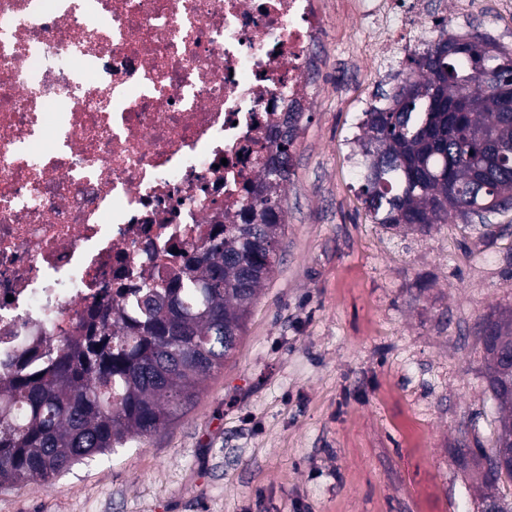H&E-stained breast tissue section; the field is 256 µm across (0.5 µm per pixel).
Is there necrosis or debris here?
Returning a JSON list of instances; mask_svg holds the SVG:
<instances>
[{"label":"necrosis or debris","instance_id":"necrosis-or-debris-1","mask_svg":"<svg viewBox=\"0 0 512 512\" xmlns=\"http://www.w3.org/2000/svg\"><path fill=\"white\" fill-rule=\"evenodd\" d=\"M398 51L424 0H0V367L236 220L328 13Z\"/></svg>","mask_w":512,"mask_h":512}]
</instances>
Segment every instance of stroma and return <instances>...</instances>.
<instances>
[{"label":"stroma","instance_id":"35a3bbf8","mask_svg":"<svg viewBox=\"0 0 512 512\" xmlns=\"http://www.w3.org/2000/svg\"><path fill=\"white\" fill-rule=\"evenodd\" d=\"M449 33L512 48V14ZM332 23L327 81L292 150L287 227L235 355L181 419L46 484L0 490V512H481L496 404L479 331L512 310V210L490 227L449 216L428 232L374 223L360 193L362 110L408 54L358 57Z\"/></svg>","mask_w":512,"mask_h":512}]
</instances>
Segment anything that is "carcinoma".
I'll return each instance as SVG.
<instances>
[{
    "label": "carcinoma",
    "instance_id": "carcinoma-1",
    "mask_svg": "<svg viewBox=\"0 0 512 512\" xmlns=\"http://www.w3.org/2000/svg\"><path fill=\"white\" fill-rule=\"evenodd\" d=\"M399 91L363 113L357 138L364 157L361 192L376 224L429 229L466 209L474 193L512 208V112L498 86L512 85V49L482 35L436 39L411 58ZM473 101L470 112L448 106ZM304 113L287 112L275 149L259 159L235 224L197 245L164 285L129 288L122 303L101 304L79 335L21 355L0 375V488L52 483L81 460L152 436L183 416L203 381L240 344L263 281L273 273L287 223L285 186ZM483 343L486 379L498 402L499 432L490 448H454L460 465L487 464L483 512L503 506L499 484H512V312L490 314Z\"/></svg>",
    "mask_w": 512,
    "mask_h": 512
}]
</instances>
